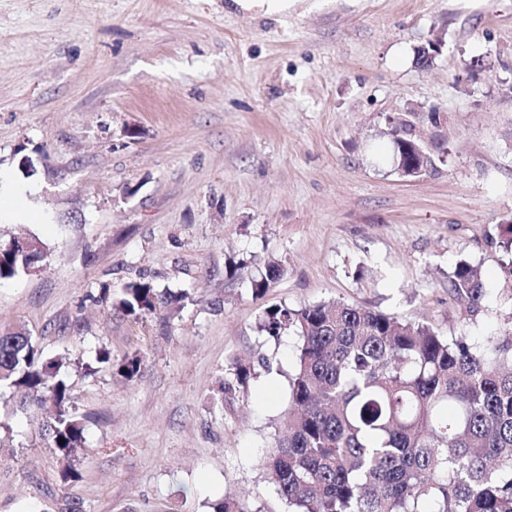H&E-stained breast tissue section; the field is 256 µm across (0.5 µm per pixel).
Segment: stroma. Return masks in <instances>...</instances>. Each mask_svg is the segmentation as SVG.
I'll return each instance as SVG.
<instances>
[{"label":"stroma","mask_w":512,"mask_h":512,"mask_svg":"<svg viewBox=\"0 0 512 512\" xmlns=\"http://www.w3.org/2000/svg\"><path fill=\"white\" fill-rule=\"evenodd\" d=\"M397 115L420 177L390 161ZM510 218L512 0H0V248L47 246L0 282V332L69 360L86 437L64 477L44 411L0 399V512H288L260 460L298 338L261 333L266 310L337 301L483 342L512 311ZM267 260L283 274L258 298L232 269ZM463 260L486 289L474 318L449 292ZM138 277L182 309L102 300ZM102 347L138 375L76 367ZM237 360L255 375L222 393Z\"/></svg>","instance_id":"stroma-1"}]
</instances>
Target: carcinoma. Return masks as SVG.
<instances>
[{"label":"carcinoma","instance_id":"1","mask_svg":"<svg viewBox=\"0 0 512 512\" xmlns=\"http://www.w3.org/2000/svg\"><path fill=\"white\" fill-rule=\"evenodd\" d=\"M393 163L417 174L424 164L413 128L393 133ZM0 249V281L46 256ZM267 261L250 280L255 296L282 276ZM450 293L480 312L485 290L478 267L460 262ZM187 294L129 281L113 307L135 318L179 310ZM294 330L301 344L290 388L285 433L262 466L278 495L302 512H512V315L504 335L483 343L450 340L431 327L344 303L266 310L260 330ZM126 379L141 358L117 364ZM64 363L43 359L27 329L0 333V391L20 404L50 402L46 431L65 459L84 450V426L72 412ZM251 366L234 364L222 391L246 388ZM64 443H59V440Z\"/></svg>","mask_w":512,"mask_h":512}]
</instances>
